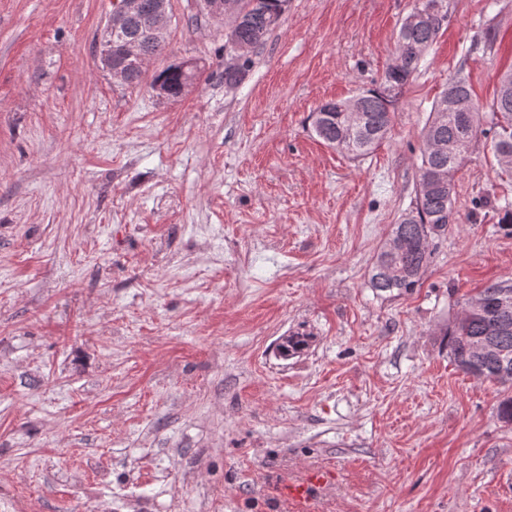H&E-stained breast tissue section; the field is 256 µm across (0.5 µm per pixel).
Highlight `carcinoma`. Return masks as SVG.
<instances>
[{
	"label": "carcinoma",
	"instance_id": "1",
	"mask_svg": "<svg viewBox=\"0 0 512 512\" xmlns=\"http://www.w3.org/2000/svg\"><path fill=\"white\" fill-rule=\"evenodd\" d=\"M239 23L224 25V83L239 85L249 74L255 49L279 23L288 0H235ZM448 26L445 0H417L403 20L393 56L376 89L330 100L312 113V132L336 151L359 158L369 155L394 122L395 99L418 73L424 54ZM201 68L182 71L172 64L154 76L152 89L169 100L182 97L195 84ZM472 103L459 112L454 104ZM490 149L497 164L512 171V71L503 74L491 105ZM482 112L473 103L469 80L458 75L433 103L421 148L415 206L394 225L371 267V286L379 292L417 287L431 257V237L453 223L454 179L481 128ZM448 357L476 377L512 385V278L495 282L461 302V310L444 332ZM308 346V336H284L279 356L292 357Z\"/></svg>",
	"mask_w": 512,
	"mask_h": 512
}]
</instances>
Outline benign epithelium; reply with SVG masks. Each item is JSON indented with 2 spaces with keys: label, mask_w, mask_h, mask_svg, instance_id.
Returning a JSON list of instances; mask_svg holds the SVG:
<instances>
[{
  "label": "benign epithelium",
  "mask_w": 512,
  "mask_h": 512,
  "mask_svg": "<svg viewBox=\"0 0 512 512\" xmlns=\"http://www.w3.org/2000/svg\"><path fill=\"white\" fill-rule=\"evenodd\" d=\"M170 0H159L158 4L149 7L143 0H120L118 8L109 16L104 35L107 49L102 54L103 68L112 80L125 84L129 80L130 70L143 68L147 55L139 41L126 37L123 32L136 22L139 28L156 38H167L170 26ZM203 10L213 20L224 17H236L235 7L229 0H203ZM117 42L121 51V59L112 62V42Z\"/></svg>",
  "instance_id": "1"
}]
</instances>
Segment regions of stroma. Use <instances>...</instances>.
I'll use <instances>...</instances> for the list:
<instances>
[{"mask_svg":"<svg viewBox=\"0 0 512 512\" xmlns=\"http://www.w3.org/2000/svg\"><path fill=\"white\" fill-rule=\"evenodd\" d=\"M192 2L128 86L97 51L113 0H0V503L116 512L126 488L145 512H294L281 483L319 468L312 512H512V387L458 370L444 334L512 278V175L485 137L419 285L369 282L436 97L462 74L489 112L512 67V0H447L359 159L311 114L377 86L416 0H289L238 86ZM187 57L200 79L158 98ZM291 332L309 346L284 360ZM200 74V65L194 70L183 72L179 66L172 64L154 76L152 89L159 90L158 94L166 99L176 100L194 86Z\"/></svg>","mask_w":512,"mask_h":512,"instance_id":"1","label":"stroma"}]
</instances>
